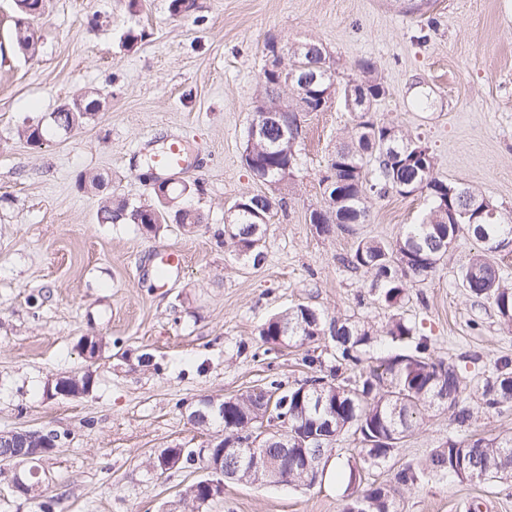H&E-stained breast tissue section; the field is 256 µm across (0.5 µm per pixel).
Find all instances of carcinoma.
<instances>
[{
  "label": "carcinoma",
  "instance_id": "1",
  "mask_svg": "<svg viewBox=\"0 0 512 512\" xmlns=\"http://www.w3.org/2000/svg\"><path fill=\"white\" fill-rule=\"evenodd\" d=\"M17 17L13 43L18 50L33 55L38 39L34 21L40 19L46 0H15ZM359 76L351 83L355 90L372 100L386 94V88L375 75L374 64L362 59L356 64ZM264 97L261 106L269 111L280 108L281 86L274 77L263 74ZM100 108L95 92L84 93L62 105L57 112L59 123L71 128L89 118ZM309 111L308 101L300 98L292 109L294 132L280 138L279 131L269 129V139L247 135L244 158L251 160L250 171L270 169L269 181L275 189L288 186L295 177L294 148L299 134L298 113ZM19 136L36 145L47 134L42 122L24 124ZM435 162L429 148L420 138L403 133L395 125L369 119L356 113L355 135L351 144L336 150L329 163L324 194L327 206L319 214L315 230L320 235L336 231L353 232V225L365 223L370 195L383 196L399 183L416 179L419 193L426 196L428 209L420 223L407 224L388 243L360 242L344 259L353 270L371 273V293L388 308L404 302L410 286L423 283L434 273L445 253L437 251L440 242H452L462 229L485 244L497 239L512 241V224L501 221L495 206L468 187H456L434 176ZM473 198L493 213L485 224H455L452 209L461 204L451 189ZM192 188L178 182L168 188L170 204L130 203L114 200L101 208L106 223L136 224L150 233H158L162 225L173 219L191 226L202 223L195 209H184L181 197ZM240 202L253 207L257 214L240 213L224 226V239L237 248L238 254L258 263L263 257L262 226L269 219L275 198L263 194L246 195ZM461 286L471 297L492 301L501 325L512 331V288L503 285V274L495 254L485 246L460 269ZM259 336L269 353L276 347H303V363L309 375L289 386L273 380L269 385L235 397L224 398V415H213L209 422H219L224 430V444L249 438L246 422L259 417L287 426L288 437L359 435L362 448L355 464L363 471L386 466V455L396 450L419 425L432 407H445L460 427L472 421L471 401L488 412L497 413L512 407V360L497 361L495 374L476 391L467 385L452 360L435 357L428 337L419 335L403 318L392 316L383 330L369 324L346 319H330L317 308L298 304L268 319ZM325 339L333 349L334 364L326 366L322 355L311 348ZM358 370L354 376L345 372ZM329 406L330 416L323 418L316 410L318 402ZM454 476L461 481L501 482L512 478V436L486 438L478 435L448 434L447 446L433 449L424 462L400 466L385 482H374L354 490L344 499L342 512L364 505L363 512H398L403 494L425 478ZM237 477L252 483H286L313 487L309 473L296 462L293 453L252 470L241 469Z\"/></svg>",
  "mask_w": 512,
  "mask_h": 512
}]
</instances>
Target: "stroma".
<instances>
[{"label":"stroma","instance_id":"stroma-1","mask_svg":"<svg viewBox=\"0 0 512 512\" xmlns=\"http://www.w3.org/2000/svg\"><path fill=\"white\" fill-rule=\"evenodd\" d=\"M170 4L49 0L30 59L11 47L13 0H0V432L45 428L62 438L39 463L40 498L17 495L10 466L0 464V512H42L49 501L53 512H173L204 472L158 476L150 458L216 436L186 418L198 398L306 376L302 349L258 352L259 327L299 303L377 329L400 315L471 387L498 359H512V333L493 304L459 285V267L480 248L470 235L452 242L395 311L372 300L370 273L344 266L360 240H392L419 223L423 195L368 197L369 217L350 234L321 235L308 222L326 205L329 159L354 133L342 89L362 59L387 89L372 104L377 121L421 137L435 177L512 215V0H193L180 16ZM129 32L138 40L127 48ZM271 38L322 44L339 91L323 111L299 115L294 181L264 227L256 265L237 259L221 235L237 199L270 191L243 151ZM87 91L101 108L83 124L40 146L19 137L25 118L49 121ZM420 98L428 109L416 108ZM175 137L192 162L184 178L197 186L191 203L204 224L168 223L154 236L101 222L103 196L80 188V177L108 172L105 196L154 202L160 175L143 165ZM168 248L185 261L163 285L154 270ZM86 336L102 339L99 359L82 353ZM65 375L90 376L89 392L47 398L48 381ZM454 427L446 408L431 409L395 462L425 460ZM359 446L341 437L340 469L313 488L228 480L204 512H341ZM399 510L512 512V482L426 479Z\"/></svg>","mask_w":512,"mask_h":512}]
</instances>
